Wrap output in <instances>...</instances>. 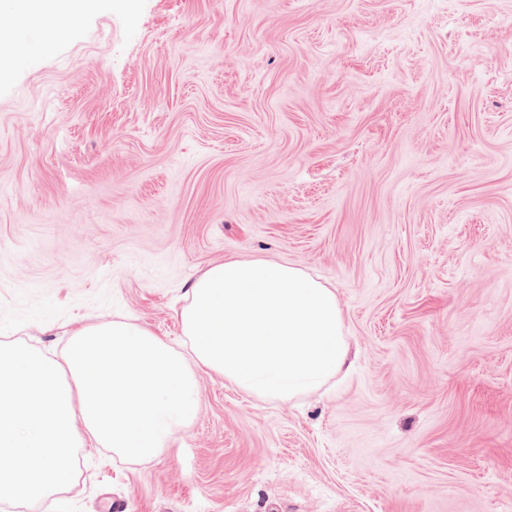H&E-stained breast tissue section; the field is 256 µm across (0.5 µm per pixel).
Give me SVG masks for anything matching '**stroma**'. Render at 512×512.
I'll return each instance as SVG.
<instances>
[{
  "label": "stroma",
  "mask_w": 512,
  "mask_h": 512,
  "mask_svg": "<svg viewBox=\"0 0 512 512\" xmlns=\"http://www.w3.org/2000/svg\"><path fill=\"white\" fill-rule=\"evenodd\" d=\"M0 81V342L118 318L183 356L227 259L334 288L353 364L201 370L155 455L34 512H512V0H90Z\"/></svg>",
  "instance_id": "35a3bbf8"
}]
</instances>
